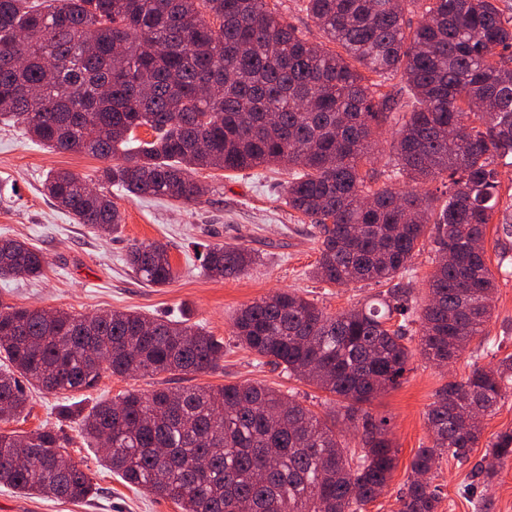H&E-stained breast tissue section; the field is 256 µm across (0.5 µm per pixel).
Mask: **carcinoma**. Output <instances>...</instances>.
<instances>
[{
    "mask_svg": "<svg viewBox=\"0 0 512 512\" xmlns=\"http://www.w3.org/2000/svg\"><path fill=\"white\" fill-rule=\"evenodd\" d=\"M426 19L412 27L403 0H306L336 46L311 44L268 0H0V118L37 144L113 163L101 185L130 196L198 201L202 169L283 164L288 207L310 218L321 245L313 276L348 286L389 285L369 306L329 315L292 291L238 310L239 344L336 397L320 415L261 384L128 391L83 417L103 463L125 482L174 501L181 512H362L387 487L396 451L387 420L362 405L400 384L411 350L393 315L416 300L401 283L425 238L441 258L421 307V355L447 364L485 335L496 279L484 241L499 186L498 159L512 156V21L496 0H408ZM380 81L368 82L364 72ZM410 90L409 112L380 87ZM400 124L397 165L413 187L373 188V129ZM142 127L153 133L137 141ZM448 198L416 190L441 176ZM45 193L79 224L117 232L112 198L59 170ZM257 261L240 246L206 248L202 267L236 277ZM126 262L146 284L175 271L162 243L133 244ZM43 254L0 238V277L37 278ZM0 422L27 408L30 386L87 389L115 375L197 373L224 359V340L181 320L137 312L75 316L0 304ZM512 387V356L474 368L434 394L432 445L418 449L400 512H437L425 478L447 454L460 464L478 447L481 419ZM362 421L360 449L340 440ZM61 429L24 438L0 432V486L83 502L98 488L63 456ZM486 454L512 461V430Z\"/></svg>",
    "mask_w": 512,
    "mask_h": 512,
    "instance_id": "obj_1",
    "label": "carcinoma"
}]
</instances>
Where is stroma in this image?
I'll return each mask as SVG.
<instances>
[{
  "mask_svg": "<svg viewBox=\"0 0 512 512\" xmlns=\"http://www.w3.org/2000/svg\"><path fill=\"white\" fill-rule=\"evenodd\" d=\"M398 124L388 122L372 136L377 186L406 188L395 167ZM105 160L82 152H53L31 141L19 127L0 123V237L28 242L41 251L48 266L37 280L1 279L0 303L36 305L74 315L102 311H136L149 317L189 319L224 341V359L216 369L183 377L168 374L119 377L102 371L94 387L65 394L33 392L27 413L0 422V431L26 435L43 426H60L65 454L80 463L101 492L88 502H65L0 487V512H179L173 501L128 486L107 470L93 442L81 432L83 413L99 401L128 391L144 394L183 383L201 387L258 382L295 395L304 405L324 414L336 407L333 396L263 364L260 357L237 345L232 318L244 305L277 291L289 290L334 315L382 297L385 287L361 282L337 287L313 278L320 237L310 218L288 208L284 200L287 169L257 167L244 171L203 170L199 180L207 191L199 201L180 205L154 197H130L117 187L108 195L119 208V232L104 235L79 224L43 193L48 171L68 170L95 182ZM499 204L485 236L489 266L496 277L493 316L485 336L474 339L450 364L429 362L413 353L401 383L381 393L364 409L387 418L389 437L397 450L388 487L363 512H399L410 464L418 448L430 445L426 413L436 390L462 378L476 367H493L512 355V161L500 160ZM167 244L175 278L167 285L144 284L126 263L135 243ZM243 246L258 260L234 278L205 275L197 251L203 246ZM78 408L77 416L59 420L60 406ZM483 444L470 462L459 465L450 456L439 459L432 482L439 490L438 512H512V463L500 468L488 485L474 478L473 465L482 463L485 442L512 430V392L482 420Z\"/></svg>",
  "mask_w": 512,
  "mask_h": 512,
  "instance_id": "1",
  "label": "stroma"
}]
</instances>
